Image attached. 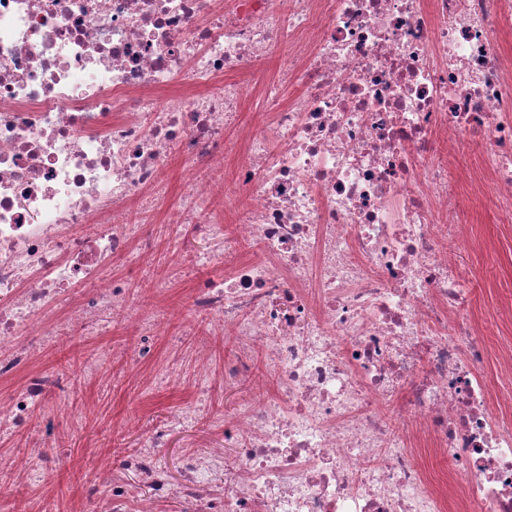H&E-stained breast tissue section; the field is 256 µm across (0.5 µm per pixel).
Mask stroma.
I'll use <instances>...</instances> for the list:
<instances>
[{"label": "stroma", "instance_id": "35a3bbf8", "mask_svg": "<svg viewBox=\"0 0 512 512\" xmlns=\"http://www.w3.org/2000/svg\"><path fill=\"white\" fill-rule=\"evenodd\" d=\"M463 220L481 240V247L461 264L470 280L473 309L491 350L512 340V220H505L490 192L470 195ZM181 321H173L165 336L157 341L154 362L144 365L136 378H128L126 361L106 363L108 388L79 385L74 393L75 407H87L84 427L71 431L60 427V445L68 453V465L53 475L51 492L36 488L28 491L30 512H70L73 501L101 494L97 457L110 448L134 450L140 430L169 421L186 404L194 388L190 367H182L180 386L159 388L155 375L160 363L176 357L172 337L182 335Z\"/></svg>", "mask_w": 512, "mask_h": 512}]
</instances>
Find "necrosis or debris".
Wrapping results in <instances>:
<instances>
[{
  "instance_id": "4bbe7bcc",
  "label": "necrosis or debris",
  "mask_w": 512,
  "mask_h": 512,
  "mask_svg": "<svg viewBox=\"0 0 512 512\" xmlns=\"http://www.w3.org/2000/svg\"><path fill=\"white\" fill-rule=\"evenodd\" d=\"M507 26L512 0H0V380H24L0 394V437L33 430L25 457L0 456L11 512L63 465L45 451L59 416L80 426L75 379L119 349L75 374L36 362L121 322L139 365L173 319L159 303L171 277L201 268L218 274L184 313L195 395L134 451L100 455L101 512H447L418 441L452 461L463 512H512V424L477 370L459 264L476 242L452 174L476 143L465 181L512 210ZM283 43L272 81L226 80ZM248 98L265 123L242 121ZM174 152L188 174L171 209ZM154 211L223 252L158 259ZM119 259L144 289L113 275ZM217 378L241 392L232 409L214 406ZM42 404L54 412L35 419ZM201 424L213 438L172 479L162 448Z\"/></svg>"
}]
</instances>
